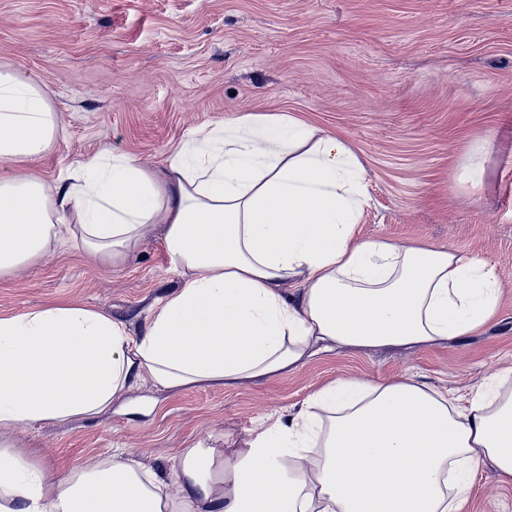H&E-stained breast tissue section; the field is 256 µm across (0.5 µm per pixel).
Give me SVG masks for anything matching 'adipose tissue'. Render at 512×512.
Returning a JSON list of instances; mask_svg holds the SVG:
<instances>
[{"instance_id": "ef3b65f1", "label": "adipose tissue", "mask_w": 512, "mask_h": 512, "mask_svg": "<svg viewBox=\"0 0 512 512\" xmlns=\"http://www.w3.org/2000/svg\"><path fill=\"white\" fill-rule=\"evenodd\" d=\"M60 134L42 83L0 69V277L65 247L113 262L161 224L185 282L138 337L82 305L0 314V431L100 415L145 376L235 385L325 351L449 341L496 313L482 259L356 238L360 159L295 118L196 128L164 171L94 157L50 187L35 165ZM486 465L512 483L511 369L463 411L412 377L343 378L242 455L191 448L166 477L119 449L55 481L0 440V512H458Z\"/></svg>"}]
</instances>
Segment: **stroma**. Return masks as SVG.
<instances>
[{
  "instance_id": "1",
  "label": "stroma",
  "mask_w": 512,
  "mask_h": 512,
  "mask_svg": "<svg viewBox=\"0 0 512 512\" xmlns=\"http://www.w3.org/2000/svg\"><path fill=\"white\" fill-rule=\"evenodd\" d=\"M0 65L46 84L64 132L36 164L46 183L112 153L160 171L194 128L286 114L359 156L357 238L478 257L501 282L495 316L450 343L321 353L237 386L144 379L99 417L9 434L54 477L117 448L167 474L186 449L248 447L339 378L412 376L465 407L512 367V0H0ZM183 283L154 224L117 263L71 248L1 277L0 314L77 303L137 337ZM459 512H512V484L481 467Z\"/></svg>"
}]
</instances>
